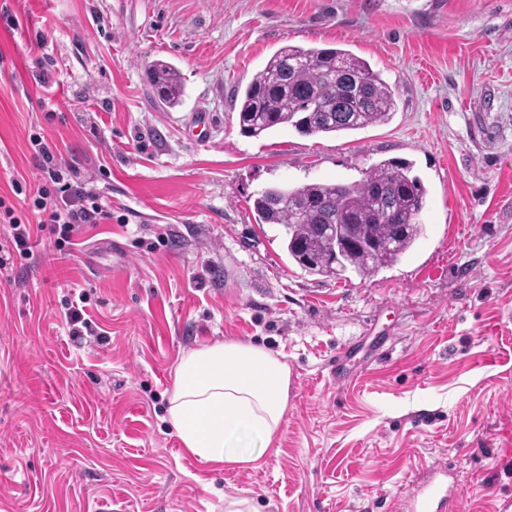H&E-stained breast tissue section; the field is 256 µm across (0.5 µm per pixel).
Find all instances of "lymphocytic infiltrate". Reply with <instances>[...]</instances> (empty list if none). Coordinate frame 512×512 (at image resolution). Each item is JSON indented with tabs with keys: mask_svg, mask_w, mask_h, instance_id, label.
Wrapping results in <instances>:
<instances>
[{
	"mask_svg": "<svg viewBox=\"0 0 512 512\" xmlns=\"http://www.w3.org/2000/svg\"><path fill=\"white\" fill-rule=\"evenodd\" d=\"M37 154L41 163L36 190L28 194L20 181L12 183L15 194H26L31 201L32 221L15 217L10 207L0 213V222L9 228L0 244V272L10 270L16 259L30 255L34 232L50 231L56 247L62 248L73 243L79 233L112 219V211L102 205L93 179L72 181L65 177L61 160L47 143H39Z\"/></svg>",
	"mask_w": 512,
	"mask_h": 512,
	"instance_id": "lymphocytic-infiltrate-1",
	"label": "lymphocytic infiltrate"
}]
</instances>
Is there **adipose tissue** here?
<instances>
[{
	"instance_id": "ef3b65f1",
	"label": "adipose tissue",
	"mask_w": 512,
	"mask_h": 512,
	"mask_svg": "<svg viewBox=\"0 0 512 512\" xmlns=\"http://www.w3.org/2000/svg\"><path fill=\"white\" fill-rule=\"evenodd\" d=\"M290 369L264 347L227 339L184 353L166 420L207 462L244 464L272 446L288 413Z\"/></svg>"
}]
</instances>
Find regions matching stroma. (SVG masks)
I'll list each match as a JSON object with an SVG mask.
<instances>
[{
	"label": "stroma",
	"instance_id": "35a3bbf8",
	"mask_svg": "<svg viewBox=\"0 0 512 512\" xmlns=\"http://www.w3.org/2000/svg\"><path fill=\"white\" fill-rule=\"evenodd\" d=\"M288 44L369 61L392 120L242 136L235 90ZM39 138L112 221L71 250L41 233L0 274V512H407L440 465L456 512H512V0H0V199L22 218ZM392 157L429 190L425 231L369 278L308 275L255 221L268 185ZM82 293L100 339L69 334ZM225 339L291 371L246 465L190 455L164 419L180 355ZM147 77L163 105L174 108L180 104L184 91L179 71L173 64L155 60L149 67Z\"/></svg>",
	"mask_w": 512,
	"mask_h": 512
}]
</instances>
